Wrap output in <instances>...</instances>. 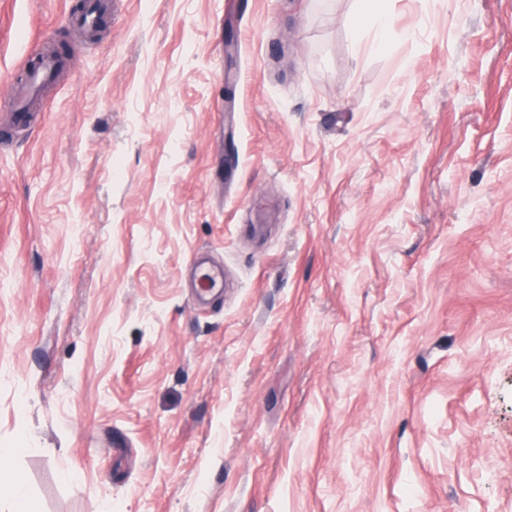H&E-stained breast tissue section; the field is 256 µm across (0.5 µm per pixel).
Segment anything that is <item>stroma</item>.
Wrapping results in <instances>:
<instances>
[{
  "label": "stroma",
  "instance_id": "obj_1",
  "mask_svg": "<svg viewBox=\"0 0 512 512\" xmlns=\"http://www.w3.org/2000/svg\"><path fill=\"white\" fill-rule=\"evenodd\" d=\"M78 3L0 0V79L68 54L37 123L0 96V479L512 512V0ZM107 1L108 0H86L84 8L80 13H69L67 15L69 17L68 23L92 29L100 22L107 11Z\"/></svg>",
  "mask_w": 512,
  "mask_h": 512
}]
</instances>
